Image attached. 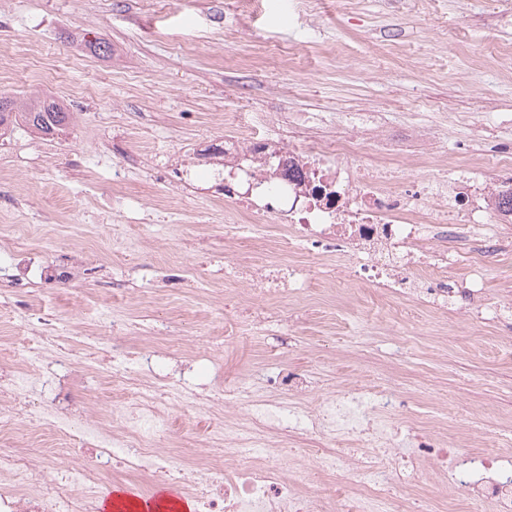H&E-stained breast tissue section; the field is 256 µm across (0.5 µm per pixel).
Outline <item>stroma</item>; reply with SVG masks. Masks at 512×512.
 Instances as JSON below:
<instances>
[{"instance_id":"obj_1","label":"stroma","mask_w":512,"mask_h":512,"mask_svg":"<svg viewBox=\"0 0 512 512\" xmlns=\"http://www.w3.org/2000/svg\"><path fill=\"white\" fill-rule=\"evenodd\" d=\"M490 0H319L310 16L289 0H257L249 30L232 26L235 0H0V94L53 97L72 121L55 136L20 127L0 136V250L38 249L68 276L17 275L0 263V302L39 299L71 336L93 329V310L111 307L130 346L151 347L163 374L194 371L209 383L213 363L227 381L251 375L265 393L283 369L307 374V403L369 385L394 386L401 407L391 426L405 441L416 423L448 447L512 455V329L443 317L341 277L287 300L224 283L225 241L234 217L217 197L214 166L201 148L242 128L287 141L297 113L374 112L384 139L400 146L413 183L431 132L440 153L480 159L512 151V13L487 20ZM101 39L111 56L91 52ZM350 41L336 60L312 41ZM36 71L59 75L46 87ZM121 180H114V167ZM260 323L224 338L237 308ZM208 354H176L169 330ZM231 407L209 417L171 413L176 445L193 448L219 429ZM404 512L419 496L441 512H468L454 481L415 468L398 487Z\"/></svg>"}]
</instances>
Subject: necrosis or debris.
Returning a JSON list of instances; mask_svg holds the SVG:
<instances>
[{
  "instance_id": "1",
  "label": "necrosis or debris",
  "mask_w": 512,
  "mask_h": 512,
  "mask_svg": "<svg viewBox=\"0 0 512 512\" xmlns=\"http://www.w3.org/2000/svg\"><path fill=\"white\" fill-rule=\"evenodd\" d=\"M363 147L337 136L298 135L282 146L256 133L237 140L223 158L224 205L265 242L260 252L226 263L225 282L250 281L261 294L284 299L290 286L317 273L316 258L333 256L368 287L468 316L484 297L488 267L512 257L501 191L475 180L471 164L433 152L426 161L438 173L420 191L402 185L389 160L364 161ZM270 224L278 233L266 234ZM467 232L474 244L458 283L448 271L461 258L457 244ZM27 310L39 330L16 337V349L0 361V512H97L102 480L112 475L142 495L159 477L184 484L197 512H337L339 491L314 498L288 475L281 449L289 436L307 433L319 437L307 454L323 480L349 473L359 488L346 512H397L385 488L408 477L411 460L452 475L465 490L468 512L490 504L512 512V470L495 449L453 452L421 432L406 453H395L383 422L397 407L390 388L332 398L310 412L297 400L309 381L290 371L281 383L293 401L256 396L205 448L177 450L170 409L221 408L223 378L205 399L187 377L144 384L123 365L127 325L108 310L95 312L96 330L79 341V356L49 366V352L67 351L70 339L36 303ZM103 353L109 359L99 376L121 386L124 397L93 418L74 416L65 403L86 389L80 365Z\"/></svg>"
}]
</instances>
